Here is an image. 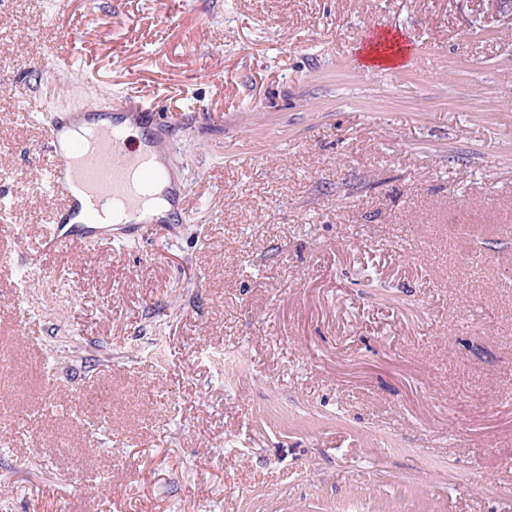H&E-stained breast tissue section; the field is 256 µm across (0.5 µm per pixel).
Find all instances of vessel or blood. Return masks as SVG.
Here are the masks:
<instances>
[{"mask_svg":"<svg viewBox=\"0 0 512 512\" xmlns=\"http://www.w3.org/2000/svg\"><path fill=\"white\" fill-rule=\"evenodd\" d=\"M125 107L131 119L143 120L153 128L147 152L128 148L125 129L112 113L58 112L49 116L45 147L56 162L46 179L60 204L40 249L27 254L28 266H39L45 251L79 242L112 243L120 236L136 240L147 233L146 223L137 216L144 188L160 178L151 155L162 150L165 125L151 101L130 97ZM66 128L75 130V137L63 138Z\"/></svg>","mask_w":512,"mask_h":512,"instance_id":"obj_1","label":"vessel or blood"}]
</instances>
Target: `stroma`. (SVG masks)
Returning <instances> with one entry per match:
<instances>
[{
  "instance_id": "stroma-1",
  "label": "stroma",
  "mask_w": 512,
  "mask_h": 512,
  "mask_svg": "<svg viewBox=\"0 0 512 512\" xmlns=\"http://www.w3.org/2000/svg\"><path fill=\"white\" fill-rule=\"evenodd\" d=\"M379 30L402 65L362 62ZM23 85L154 100L187 214L29 269L58 199ZM0 254V512H512L493 0H0Z\"/></svg>"
}]
</instances>
